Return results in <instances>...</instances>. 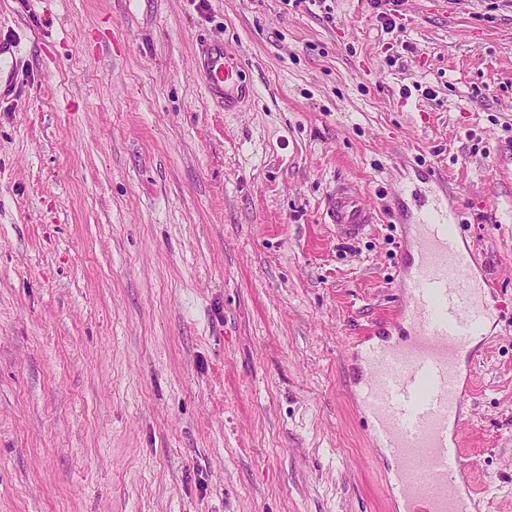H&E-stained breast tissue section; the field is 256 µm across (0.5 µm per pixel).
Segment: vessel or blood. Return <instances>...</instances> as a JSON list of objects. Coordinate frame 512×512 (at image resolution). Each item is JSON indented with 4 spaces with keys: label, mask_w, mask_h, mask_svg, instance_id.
Segmentation results:
<instances>
[{
    "label": "vessel or blood",
    "mask_w": 512,
    "mask_h": 512,
    "mask_svg": "<svg viewBox=\"0 0 512 512\" xmlns=\"http://www.w3.org/2000/svg\"><path fill=\"white\" fill-rule=\"evenodd\" d=\"M199 63L205 89L225 110L248 97L236 54L208 45ZM427 182L433 191L416 206L401 197L393 206L404 227L395 315L408 334L385 344L362 337L358 358L366 372L357 378V399L378 447L396 463L390 495L400 512H474L473 497L459 486L470 461L448 430L461 421L475 342L492 315L493 281L476 249L460 238V211L440 174ZM324 211L346 239L376 222L374 208L344 185L327 193Z\"/></svg>",
    "instance_id": "obj_1"
}]
</instances>
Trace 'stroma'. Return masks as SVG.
Listing matches in <instances>:
<instances>
[{
  "mask_svg": "<svg viewBox=\"0 0 512 512\" xmlns=\"http://www.w3.org/2000/svg\"><path fill=\"white\" fill-rule=\"evenodd\" d=\"M0 0V512H394L357 340L446 178L505 304L458 428L512 512V0ZM244 62L227 112L202 41ZM345 183L377 222L344 240ZM325 223L334 224L339 236L354 239L375 224V209L347 186L335 185L324 200Z\"/></svg>",
  "mask_w": 512,
  "mask_h": 512,
  "instance_id": "35a3bbf8",
  "label": "stroma"
}]
</instances>
